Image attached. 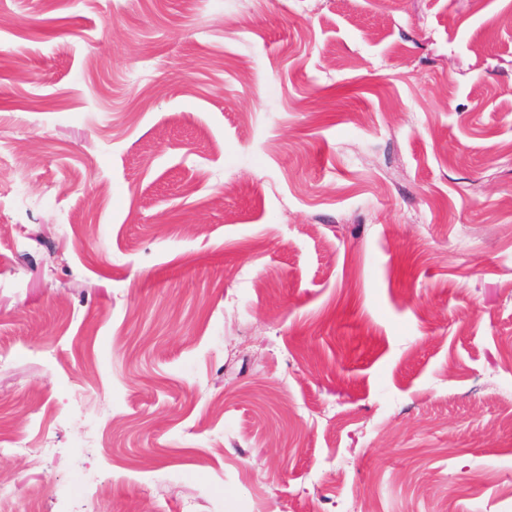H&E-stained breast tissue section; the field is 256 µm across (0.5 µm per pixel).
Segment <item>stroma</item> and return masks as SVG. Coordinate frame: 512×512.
Here are the masks:
<instances>
[{
  "mask_svg": "<svg viewBox=\"0 0 512 512\" xmlns=\"http://www.w3.org/2000/svg\"><path fill=\"white\" fill-rule=\"evenodd\" d=\"M0 475L512 512V0H0Z\"/></svg>",
  "mask_w": 512,
  "mask_h": 512,
  "instance_id": "35a3bbf8",
  "label": "stroma"
}]
</instances>
